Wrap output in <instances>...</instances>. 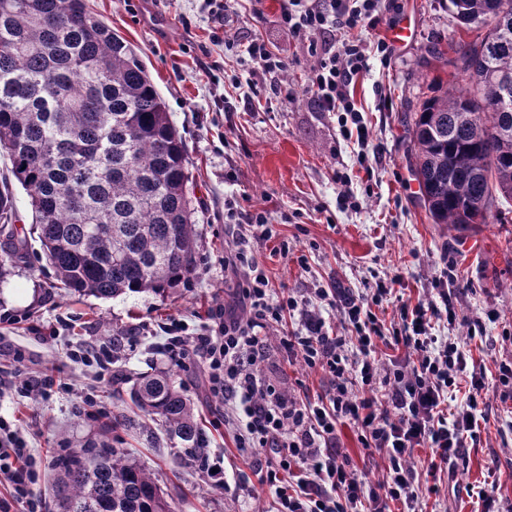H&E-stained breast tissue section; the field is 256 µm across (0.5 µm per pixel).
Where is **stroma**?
Returning a JSON list of instances; mask_svg holds the SVG:
<instances>
[{
    "mask_svg": "<svg viewBox=\"0 0 512 512\" xmlns=\"http://www.w3.org/2000/svg\"><path fill=\"white\" fill-rule=\"evenodd\" d=\"M88 8L133 44L146 66L170 119L183 139L191 177L190 197L197 233L198 274L193 287L162 297L151 292L115 299L73 296L56 285L33 224L27 192L15 187L13 223L28 242L27 256L0 279V316L13 314L15 324L0 319V347L25 354L22 378L53 380L45 398L29 399L12 392L0 396V417L17 422L41 456V476L33 486L46 512H56L52 486L59 456L80 450L99 437L101 423L83 414L80 389H98L100 399L119 424L108 434L112 447L130 452L172 499L174 512H270L273 495L259 484L251 465L257 448L235 444L236 425L228 408L205 389L199 358L173 365L157 346L161 336L144 334L121 339L117 383L97 377V370L72 362L70 346L90 338L111 337L153 325L168 316L192 325L208 322L217 306L235 305L234 277L224 274V202L235 200L246 209L266 212L270 223L287 237L294 256L257 250L274 282L295 294L312 288H335L362 294L379 281H395L392 300L373 306L382 323H391L398 302L416 304L434 299L432 282L445 265H453L452 299L459 314L456 327L435 324L437 336L466 335L468 320L482 318V328L468 343L475 364L496 374L497 361L512 358V203L503 204V220L461 233L432 223L411 172V127L416 102L433 77L449 79L450 71L431 54L436 40L473 33L459 31L445 0H383L384 13L374 37L390 38L402 21L415 34L394 46L390 62L372 56L370 69L359 76L353 95L364 112L369 141L360 148L344 141L335 115L311 108L304 91L316 63L306 43L291 38L279 23L280 0H240L237 15L224 21L225 44L209 39L210 24L199 0H86ZM288 63L282 84L293 99L274 93L267 80L246 61L244 47L252 39ZM252 82L257 92L245 98L240 85ZM391 110L377 108L380 96ZM366 166L357 163L358 154ZM349 174L354 203H340L338 173ZM308 258L299 267L298 254ZM496 312V321L486 318ZM70 319L72 330L44 342L39 327L56 317ZM270 359L278 365L272 381L288 389L307 386L325 392L327 381L302 364H289L279 344V330L267 333ZM163 370L174 374L198 409L208 440V455L224 472L223 485L197 469L179 464L174 444L157 425L142 426L130 399L140 374ZM487 423L479 442L465 449L452 479H441L439 493L419 487L421 512H476L472 487L492 480L502 512H512V400L487 396ZM337 438L358 476L373 484L384 466L382 453L363 447L349 425Z\"/></svg>",
    "mask_w": 512,
    "mask_h": 512,
    "instance_id": "1",
    "label": "stroma"
}]
</instances>
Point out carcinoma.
I'll list each match as a JSON object with an SVG mask.
<instances>
[{
  "mask_svg": "<svg viewBox=\"0 0 512 512\" xmlns=\"http://www.w3.org/2000/svg\"><path fill=\"white\" fill-rule=\"evenodd\" d=\"M492 2L448 0L458 26L484 33L446 51L434 44L431 53L463 85L432 88L413 120L421 199L433 223L457 231L486 223L471 205L512 200V86L506 93L502 85L512 79V15L489 19ZM505 94L506 109L498 106ZM0 151L31 198L45 256L69 293L165 297L196 277L182 138L134 47L85 0H0ZM13 216L5 182L0 276L25 246L8 227ZM131 398L181 445L183 464H204L194 403L173 375L140 377ZM55 489L61 512H173L151 474L105 439L60 459Z\"/></svg>",
  "mask_w": 512,
  "mask_h": 512,
  "instance_id": "obj_1",
  "label": "carcinoma"
}]
</instances>
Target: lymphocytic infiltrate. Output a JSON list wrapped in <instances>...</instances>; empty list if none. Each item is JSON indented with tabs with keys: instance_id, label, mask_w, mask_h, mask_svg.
I'll return each instance as SVG.
<instances>
[{
	"instance_id": "lymphocytic-infiltrate-1",
	"label": "lymphocytic infiltrate",
	"mask_w": 512,
	"mask_h": 512,
	"mask_svg": "<svg viewBox=\"0 0 512 512\" xmlns=\"http://www.w3.org/2000/svg\"><path fill=\"white\" fill-rule=\"evenodd\" d=\"M280 19L297 39H323L308 99L316 111L337 115L345 140L366 145L369 131L352 87L371 54L388 52L384 40L371 49L361 37L381 23V0H282ZM227 218L236 249L230 266L240 278L236 305L215 313L202 333L181 319L163 325L161 351L179 364L192 355L203 361L210 397L231 404L236 414L238 447L265 451L254 468L260 483L274 490L275 512H392L395 502L417 512L421 475L409 462L412 450L430 449L426 474L436 476L476 443L487 418L485 373L468 371L460 340L433 333L435 320H458L449 290L439 289L434 301L401 305L399 322L387 329L371 308L392 294L391 284L379 283L369 297L318 288L300 298L274 288L252 247L271 241L284 256L287 240L265 213L231 206ZM276 325L288 359L326 378L328 388L316 401L258 372L268 358L263 333ZM463 378L465 399L445 412ZM344 423L357 427L364 447L386 455L373 486L357 480L337 442L336 427ZM38 478L26 438L0 419V512H43L31 490Z\"/></svg>"
}]
</instances>
